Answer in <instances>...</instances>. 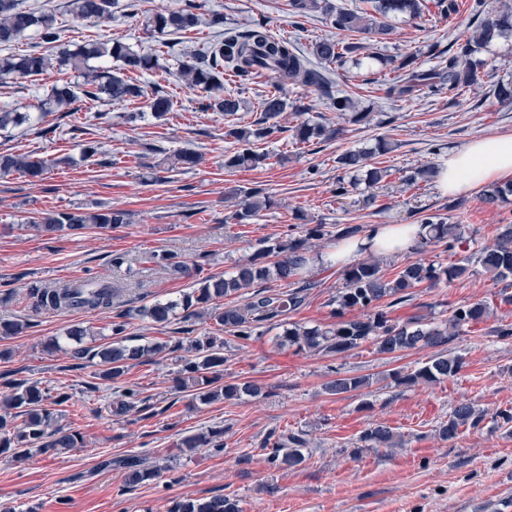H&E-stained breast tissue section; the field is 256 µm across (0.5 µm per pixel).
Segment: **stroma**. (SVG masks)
Returning <instances> with one entry per match:
<instances>
[{
  "label": "stroma",
  "mask_w": 512,
  "mask_h": 512,
  "mask_svg": "<svg viewBox=\"0 0 512 512\" xmlns=\"http://www.w3.org/2000/svg\"><path fill=\"white\" fill-rule=\"evenodd\" d=\"M126 2L117 0L111 20L77 22L67 0H22L30 8L53 9L64 26V41L112 38L159 54L160 69L140 75L139 83L165 87L174 102L167 115L159 118L149 111L129 125L120 118L126 104L84 101L75 112L47 114L39 108L41 99L53 84L73 81L72 72L0 80V108L30 115L23 125L0 132V153L58 162L40 181L19 172L0 174V322H32L24 333L5 340L11 356L0 360V375L15 371L51 393H67L68 401L57 408L59 423L84 439L82 447L23 462L11 452L0 453V512H169L177 501L216 494L237 499L242 512H512L501 506L512 498V436L494 421L496 412L512 411V337L499 334L512 326V304L502 302L500 285L481 270L412 289L410 300L390 310V318L401 322L420 317L442 325L461 305L489 302L488 317L443 347L444 353L463 357L461 372L432 385H400L393 379L394 373L422 366L432 348L381 355L366 343L343 355L323 354L278 344V326L248 341L225 336V382L250 381L264 390L263 397L232 402L192 401L177 387L182 364L171 355L132 363L114 385L96 378L94 366L73 368L65 350L44 349L47 339L64 338L75 324L91 327L98 342L111 341L116 313L175 300L188 291L191 276L151 262L156 251L175 253L188 266L199 253H208L210 272L227 277L259 248L323 225L325 235L310 248L308 265L297 277L310 284L306 301L286 321L327 327L338 319L336 293L343 286V270L323 257L335 248L338 229L351 224L366 232L376 224H418L436 216L459 225L471 250L493 243L499 226L512 223V202L492 205L478 194L451 197L437 181L410 185L405 178L440 164L470 141L512 134V103H500L494 94L498 84L512 82V38H500L482 52L486 64L478 83L452 100L444 94L387 98L376 63L332 67L336 89L374 106L369 121L360 125L346 123L313 89L285 86L288 107L278 118L282 133L253 145L265 162L229 169L224 158L237 145L225 135L227 120L200 111L196 92L177 74L181 61L214 38L215 28L203 25L162 36L146 26L144 13L176 10L187 0H142L143 13L136 17L129 16ZM194 2L204 15L223 14L228 28L266 18L274 33L287 35L302 49L333 33L319 13L295 27L288 0ZM458 3V15L430 16L421 28L412 20L393 19V33L373 43V51L414 52L422 66L437 65L474 28L470 0ZM99 111L112 113V121L96 120ZM304 121L335 129L337 135L296 142L294 130ZM382 137L391 141L392 150L370 160L384 170L381 181L372 186L361 181L347 195H337L336 182L346 175L337 157L374 147ZM89 145L96 149L90 157L84 154ZM179 150L200 155V164L170 168L168 158ZM253 188L264 189L272 205L249 223H234L233 191ZM100 208L126 211L128 224L66 230L51 240L28 227L31 217L48 210ZM116 253L130 258L118 270L110 263ZM89 276L122 287L113 312L32 314L30 284L55 286ZM341 374L367 377L370 384L347 394L329 393L328 383ZM119 387L165 407V414L112 415L108 405ZM466 400L485 409L486 419L479 430L442 441L440 424ZM378 424L400 434L402 447L351 456L360 433ZM214 427L224 430L222 453L179 448L182 437ZM290 432L304 434L306 459L296 468L274 467L262 444ZM129 454L160 467L161 475L126 493L122 471L108 461Z\"/></svg>",
  "instance_id": "obj_1"
}]
</instances>
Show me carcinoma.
I'll return each instance as SVG.
<instances>
[{"label":"carcinoma","mask_w":512,"mask_h":512,"mask_svg":"<svg viewBox=\"0 0 512 512\" xmlns=\"http://www.w3.org/2000/svg\"><path fill=\"white\" fill-rule=\"evenodd\" d=\"M370 8L340 9L329 0H289L294 17L305 19L320 12L326 16L336 36L319 39L311 43L308 53L299 51L295 44L285 37L274 35L261 20L254 21L240 29H221L223 17L214 15L210 25L220 27L213 42L206 49L189 56L179 72L181 81L191 90L199 93L198 109L202 112H216L226 117L234 116L240 110V101L232 95H224V75L235 78L244 85L264 72L272 73L278 86L264 95L260 101L261 119L256 128L229 126L225 136L240 144L238 151L224 160L227 168L254 166L266 160V156L251 148L253 142L271 138L282 132L277 118L287 108L282 88L287 85H301L318 91L326 100L328 108L346 116L352 124L368 121L372 108L363 107L360 101L340 92L333 91V81L324 65H345L350 59L367 49L362 42L343 39L348 33H358L369 39L392 33L390 17L417 19L425 14L424 0H364ZM114 0H68L69 13L76 19L106 20L112 14ZM192 3L185 8L168 13H155L147 17V25L159 34H173L191 31L202 23L201 14L195 12ZM471 15L479 24L448 58L431 68L417 63V55L405 54L400 57H382V68L405 71L388 81L387 95L391 98L413 99L425 92L439 94L444 91L458 96L478 80L480 62L475 54L489 46L499 37L512 33V7L504 0H472ZM34 31L39 34L42 44L59 48L57 54L39 52L0 53V78L22 80L38 76L58 65L82 77L76 85L63 83L55 85L47 94L45 112H69L79 100L92 102H126L139 98L147 99V108L157 116L173 109L172 97L160 85L151 92H145L138 84L136 75L158 67V56L138 53L121 41L112 39L92 40L71 49L60 47L62 26L56 14L48 9L27 8L21 0H0V47L10 46ZM93 59H109L118 63V68H100L90 65ZM28 119V113L15 109H0V130L21 125ZM326 128L319 124L302 123L295 129L296 140L307 143L323 136ZM371 153L363 150H349L338 157V164L348 171L367 169L369 182L376 183L381 175L367 168ZM55 165L53 160H34L28 155H0V173L20 172L31 179H44ZM271 205V198L260 189L244 193L235 204L230 218L238 224L256 216ZM128 223V214L122 210L101 209L89 212L49 211L28 227L42 235L64 230L82 229L94 224L100 229L117 228ZM425 235L417 251L422 252L431 245H442L450 252L461 251L465 256L446 268L423 260L407 264L392 281H386L380 273V262L361 259L349 266L344 274V286L336 295L340 311L359 310L355 318L339 321L331 328L308 327L297 323L284 330L283 336L289 344L300 350L309 349L324 354H344L370 343L380 354H393L417 346L438 347L448 343L463 329L481 321L488 313L487 304L480 300L462 305L453 310L443 326L432 325L414 318L400 323L388 317L386 308L407 301L409 290L424 283L431 286L442 280L452 281L469 274L472 263H478L496 283L512 286V224L499 227L496 241L467 254V242L458 233V225L445 224L432 217L423 223ZM324 235L323 225L308 229L306 237L287 239L260 248L236 272L227 277H216L209 273V257L201 254L195 261L192 277L196 287L173 301L157 300L127 313L117 315L111 323L114 340L111 344L99 345L87 342L89 332L75 324L66 332L70 341L68 354L75 360V366L92 364L98 367L96 376L112 383L121 379L128 365L152 355L177 354L184 350L193 353L185 360L181 374L182 384L194 391V398L202 403L218 400H239L244 396L257 397L261 389L244 383H225L224 379V338L221 336L194 337L190 340L176 338L163 343L131 344L126 337L127 318L140 317L157 324H166L177 314L182 318L204 317L215 322L219 330L229 335L248 340L261 334V329L278 326L282 318L298 310L305 301L303 289L285 292H270L255 289L259 283L271 278L288 281L297 276L306 263L307 241ZM277 253L281 260L275 267L263 264L261 258ZM248 288L253 292L243 296L241 291ZM120 294V288L110 280L95 276L76 283L54 287L32 285L28 297L34 312H64L85 310L106 313L112 310V303ZM242 300H237L238 296ZM463 368L458 355L442 352L431 357L417 370L404 375L394 374L395 382L403 385L431 384L443 379L454 378ZM369 385V379L357 376H338L328 386V391L341 395L362 389ZM6 392L0 395V453L13 452L19 461L36 453L56 452L61 448H74L82 442L80 434L68 431L57 424L53 405H60L68 394L55 396L42 390L38 383L27 379H12L4 382ZM139 403L138 393L132 389L121 391L109 404L112 414L122 416L134 410ZM487 412L472 403L456 406L438 430L444 441L455 440L466 430H475L485 420ZM21 417L22 426L13 427L10 421ZM307 441L300 434H282L272 444L263 446L267 450L268 462L276 467L292 468L305 459ZM402 440L391 428L378 425L361 432L350 450L353 456L360 455L367 448H396ZM180 448H208L216 453L224 451V428L215 427L205 433L190 435L181 440ZM117 465L124 470L123 490L136 489L146 480L154 479L160 471L146 465L138 455H129L106 465ZM171 512H240L237 500L228 496H214L210 499H189L177 501Z\"/></svg>","instance_id":"obj_1"}]
</instances>
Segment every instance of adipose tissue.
<instances>
[{"instance_id": "1", "label": "adipose tissue", "mask_w": 512, "mask_h": 512, "mask_svg": "<svg viewBox=\"0 0 512 512\" xmlns=\"http://www.w3.org/2000/svg\"><path fill=\"white\" fill-rule=\"evenodd\" d=\"M511 181V134L476 139L450 151L438 179L441 190L451 196L470 195L484 185ZM424 234L418 224H379L364 239L337 244L326 259L341 265L363 248L384 255L408 253L418 246Z\"/></svg>"}]
</instances>
